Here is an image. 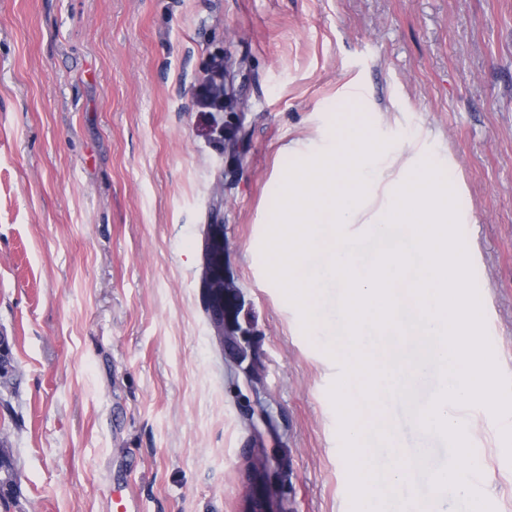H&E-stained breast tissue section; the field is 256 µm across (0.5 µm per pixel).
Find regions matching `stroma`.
Wrapping results in <instances>:
<instances>
[{"label":"stroma","mask_w":512,"mask_h":512,"mask_svg":"<svg viewBox=\"0 0 512 512\" xmlns=\"http://www.w3.org/2000/svg\"><path fill=\"white\" fill-rule=\"evenodd\" d=\"M216 62L238 70L234 155L199 99ZM347 101L450 181L512 379V0H0L12 512H113L116 489L137 512H243L260 450L292 512H351L340 366L261 255L288 166L332 145ZM219 188L235 349L200 288ZM511 429L470 441L494 512H512Z\"/></svg>","instance_id":"35a3bbf8"}]
</instances>
